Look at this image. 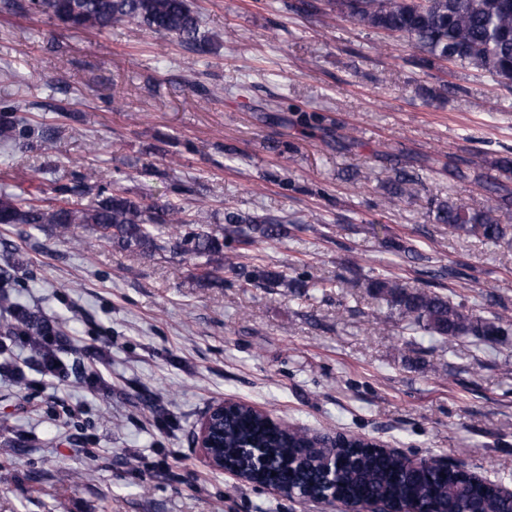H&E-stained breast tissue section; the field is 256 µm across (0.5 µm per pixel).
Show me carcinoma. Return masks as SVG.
I'll use <instances>...</instances> for the list:
<instances>
[{
	"label": "carcinoma",
	"instance_id": "obj_1",
	"mask_svg": "<svg viewBox=\"0 0 512 512\" xmlns=\"http://www.w3.org/2000/svg\"><path fill=\"white\" fill-rule=\"evenodd\" d=\"M329 10L368 29L407 38L418 50L416 62L430 68L447 62L454 67L488 73L512 87V0H326ZM21 9L50 14L75 30L103 31L131 24L160 35H172L198 53L211 51V41L200 35V17L191 0H26ZM16 106L0 103V142L9 146L35 134L36 129L13 117ZM486 202L459 205L453 200L433 210L436 224L448 231L488 241L507 234L499 213L512 209V192L496 178L479 175ZM419 179L402 170L394 180L386 203L396 205L416 193ZM57 194L91 195L87 202L69 198L51 205L33 198H0V224H50L62 236L78 224L95 225L100 241L121 248L136 247L142 253L169 247L189 258L204 257L197 279L208 285L224 281L229 271L237 280L258 288H284L296 294L312 286L303 275L290 277L255 263L257 257L239 251L262 239L288 236L287 222L274 216L224 213L221 232L200 226L202 212L172 203H148L122 188L91 193L88 187L58 184ZM169 224H196L198 228L175 240L164 238ZM9 278L0 275V304L9 317L0 333L3 368L22 376L14 351L22 346L41 369L69 376V367L51 348L55 335L50 320L11 300ZM364 288L384 301L387 308L408 321L413 331L442 339L474 338L493 342L504 335V318L492 313L474 315L452 297L431 288H409L401 280L383 274L366 279ZM224 431L222 447L209 453L225 465L241 471L249 480L287 488L312 500L321 492V474L309 454L313 437L286 425L273 423L255 407L236 403L224 417L213 420ZM323 453L336 456V498L347 502L385 501L396 507L414 500L430 512H512V495L464 469L430 468L408 456L374 447L363 436H349Z\"/></svg>",
	"mask_w": 512,
	"mask_h": 512
}]
</instances>
